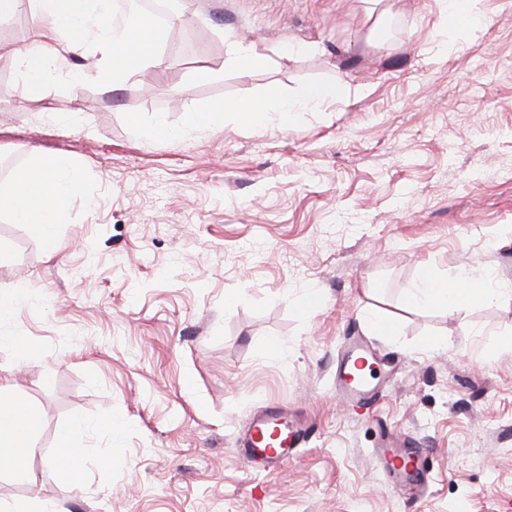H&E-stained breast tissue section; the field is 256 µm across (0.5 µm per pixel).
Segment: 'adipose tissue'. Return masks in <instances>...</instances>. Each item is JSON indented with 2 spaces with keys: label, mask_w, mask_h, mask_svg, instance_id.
<instances>
[{
  "label": "adipose tissue",
  "mask_w": 512,
  "mask_h": 512,
  "mask_svg": "<svg viewBox=\"0 0 512 512\" xmlns=\"http://www.w3.org/2000/svg\"><path fill=\"white\" fill-rule=\"evenodd\" d=\"M31 18L37 28L32 43L13 49L21 74L29 87L40 90L47 84L65 79L81 83L89 79L121 80L144 67H161L158 49L160 30L153 17L132 12L123 22L113 16L112 0H28ZM93 55L92 67L67 68L72 55ZM346 85L314 83L300 94L287 96L274 86L245 105L218 102L210 107L186 113L181 126H171L163 115H156L146 130L149 137L178 140L190 131L206 126L216 114L236 113L249 127L266 124L270 113H278L281 122L296 113L313 111L343 97ZM83 192V177L78 166L68 159L31 150L27 164L16 170L9 185L0 187V212L17 224L28 227L42 243L47 254L59 248V226L67 218L72 200ZM491 283L459 271L452 277L435 279L423 276L406 288V307L437 308L455 315L501 296ZM39 411L17 391L0 392V474L22 483L30 477L29 453L39 431ZM86 424L73 419L57 430L59 456L55 462L61 479L74 480L75 462L82 455L76 444Z\"/></svg>",
  "instance_id": "obj_1"
}]
</instances>
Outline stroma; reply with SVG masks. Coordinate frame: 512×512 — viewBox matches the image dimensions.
<instances>
[{"mask_svg": "<svg viewBox=\"0 0 512 512\" xmlns=\"http://www.w3.org/2000/svg\"><path fill=\"white\" fill-rule=\"evenodd\" d=\"M151 83L30 90L0 58V184L31 148L82 169L84 188L46 256L0 215V294L28 290L0 333V385L41 415L30 478H0V501L56 512H512V298L456 315L406 310L426 270L464 268L512 286V0H480L478 27L445 26L443 0H166ZM265 40L269 66H228L226 35ZM307 43L286 58L279 45ZM215 70L197 81L200 66ZM341 81L348 93L288 124L247 129L227 112L171 142L211 103H245L271 85L296 95ZM73 111L72 122L58 110ZM322 295L302 314L303 289ZM239 294L232 308L224 296ZM400 312L380 336L366 309ZM389 376L371 412L336 393L351 329ZM441 336L433 349L423 340ZM282 357L265 354L269 339ZM277 406L310 435L270 471L238 445ZM92 428L77 480L53 462L58 425ZM425 449L428 488L395 493L373 452L382 438Z\"/></svg>", "mask_w": 512, "mask_h": 512, "instance_id": "obj_1", "label": "stroma"}]
</instances>
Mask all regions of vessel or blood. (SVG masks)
Wrapping results in <instances>:
<instances>
[{"instance_id": "obj_1", "label": "vessel or blood", "mask_w": 512, "mask_h": 512, "mask_svg": "<svg viewBox=\"0 0 512 512\" xmlns=\"http://www.w3.org/2000/svg\"><path fill=\"white\" fill-rule=\"evenodd\" d=\"M371 353L358 339L351 338L336 370L337 389L342 399L359 408H370L377 400L376 388L358 382L355 373L364 369ZM306 426L293 425L280 408H269L252 418L242 439L247 455L254 461L277 465L288 460L304 441ZM382 456L395 490L421 484L425 477V453L420 448L383 449Z\"/></svg>"}]
</instances>
